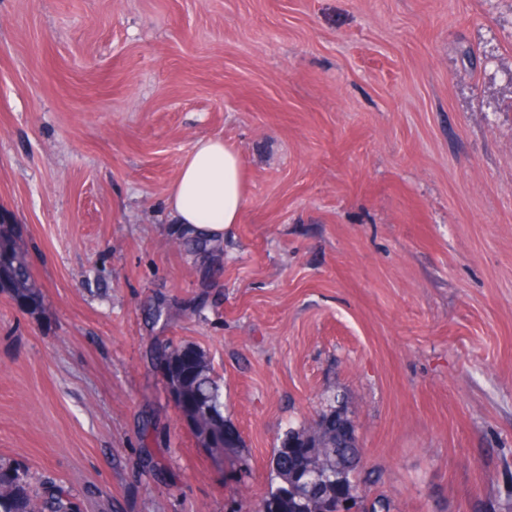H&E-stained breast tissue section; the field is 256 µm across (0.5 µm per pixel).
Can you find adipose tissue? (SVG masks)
I'll return each mask as SVG.
<instances>
[{"label": "adipose tissue", "instance_id": "ef3b65f1", "mask_svg": "<svg viewBox=\"0 0 512 512\" xmlns=\"http://www.w3.org/2000/svg\"><path fill=\"white\" fill-rule=\"evenodd\" d=\"M244 205L240 153L220 138L198 140L183 158L168 191L172 220L192 236L218 243L225 230L240 223Z\"/></svg>", "mask_w": 512, "mask_h": 512}]
</instances>
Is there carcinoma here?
<instances>
[{
	"label": "carcinoma",
	"instance_id": "obj_1",
	"mask_svg": "<svg viewBox=\"0 0 512 512\" xmlns=\"http://www.w3.org/2000/svg\"><path fill=\"white\" fill-rule=\"evenodd\" d=\"M180 245L200 260L216 255L208 241L181 240ZM40 305V289L26 261L9 242L0 227V291ZM165 383L170 396L180 399L181 413L194 422L192 433L199 445L216 453L234 447V439L224 423V391L211 363L201 350L171 343L165 347ZM357 441L352 422L336 407L320 414L311 426L290 429L280 438L271 457L276 485L258 509L244 505L232 512H336L337 494L351 499L357 468ZM0 512H76L70 493L53 482L43 490L28 489L24 473L0 462Z\"/></svg>",
	"mask_w": 512,
	"mask_h": 512
}]
</instances>
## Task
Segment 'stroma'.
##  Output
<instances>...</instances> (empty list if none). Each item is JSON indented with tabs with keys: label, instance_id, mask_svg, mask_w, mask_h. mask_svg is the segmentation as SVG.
Masks as SVG:
<instances>
[{
	"label": "stroma",
	"instance_id": "35a3bbf8",
	"mask_svg": "<svg viewBox=\"0 0 512 512\" xmlns=\"http://www.w3.org/2000/svg\"><path fill=\"white\" fill-rule=\"evenodd\" d=\"M206 137L247 196L203 266L165 197ZM0 224L42 293H0V459L31 489L255 506L333 403L377 512H512V0H0ZM171 340L224 389L222 456ZM163 360L167 392L181 400L176 405L194 422L191 430L199 445L220 454L224 448H234L224 423V391L205 353L171 343L165 347Z\"/></svg>",
	"mask_w": 512,
	"mask_h": 512
}]
</instances>
